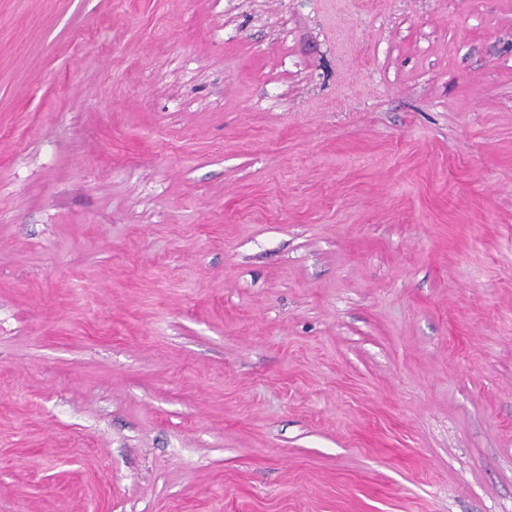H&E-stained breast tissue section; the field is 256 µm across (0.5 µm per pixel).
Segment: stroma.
<instances>
[{"label":"stroma","instance_id":"1","mask_svg":"<svg viewBox=\"0 0 512 512\" xmlns=\"http://www.w3.org/2000/svg\"><path fill=\"white\" fill-rule=\"evenodd\" d=\"M0 512H512V0H0Z\"/></svg>","mask_w":512,"mask_h":512}]
</instances>
